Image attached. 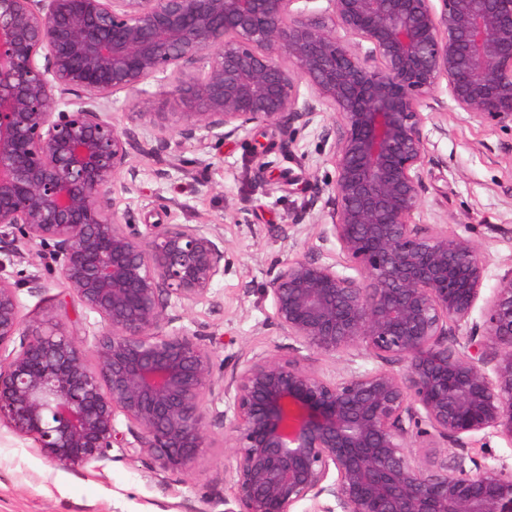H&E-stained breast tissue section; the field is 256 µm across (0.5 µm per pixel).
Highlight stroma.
<instances>
[{
  "mask_svg": "<svg viewBox=\"0 0 512 512\" xmlns=\"http://www.w3.org/2000/svg\"><path fill=\"white\" fill-rule=\"evenodd\" d=\"M437 99L442 109H434ZM133 110L128 93L115 95V124L133 129L139 142L134 187L117 182L109 193L117 209L140 225L197 224L224 242V275L214 286L213 304L170 306L174 330L205 337L220 374L257 353L291 356L294 342L274 324L264 295L271 270L297 255L341 270L348 264L335 241L319 239L316 226L328 200L324 184L335 178L321 140L332 110L289 139L248 127L204 157L193 143L137 120ZM419 110L426 117L430 162L414 220L479 244L488 258L484 291L492 293L512 269V127L457 109L443 86ZM9 271L19 284L27 324L51 311L60 332L93 349L99 319L78 303L59 273L19 258ZM306 365L338 378L377 362L352 350L314 353ZM204 413L213 445L178 474L146 469L131 448H112L106 458L84 466L57 465L39 453L34 439L0 422V512H224V499L232 494L233 456L224 446L222 425L233 418L232 396L215 389Z\"/></svg>",
  "mask_w": 512,
  "mask_h": 512,
  "instance_id": "1",
  "label": "stroma"
}]
</instances>
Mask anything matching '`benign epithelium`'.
I'll list each match as a JSON object with an SVG mask.
<instances>
[{"mask_svg":"<svg viewBox=\"0 0 512 512\" xmlns=\"http://www.w3.org/2000/svg\"><path fill=\"white\" fill-rule=\"evenodd\" d=\"M294 2L0 0V240L36 246L31 260L51 259L101 324L91 358L50 312L27 329L0 259V421L79 466L124 442L121 416L143 466L186 470L209 447L214 355L204 337L162 328L173 303H213L224 249L199 225L142 231L112 205V184L137 177L112 96L137 94L140 120L203 154L253 124L287 135L329 107L335 179L319 238L357 275L297 256L265 294L296 352L363 350L381 366L326 378L265 354L233 369L234 499L241 512L323 496L336 509L321 512H512V473L471 448L512 442V270L477 322L478 244L413 222L421 100L443 107L444 82L457 109L512 124V0H327L320 17ZM160 74L189 111H152L143 85Z\"/></svg>","mask_w":512,"mask_h":512,"instance_id":"obj_1","label":"benign epithelium"}]
</instances>
